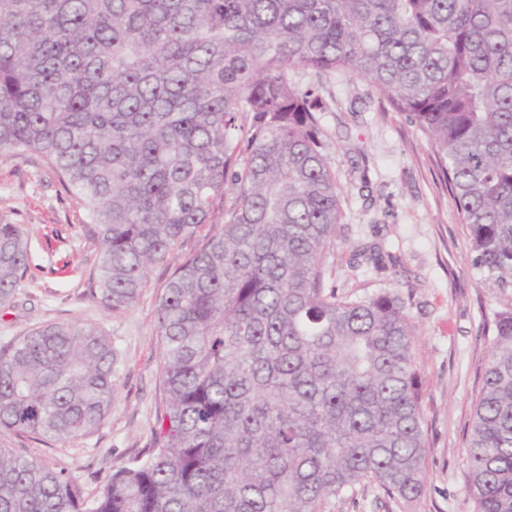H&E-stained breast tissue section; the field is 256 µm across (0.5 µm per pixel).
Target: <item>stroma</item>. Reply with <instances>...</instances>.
<instances>
[{"instance_id": "stroma-1", "label": "stroma", "mask_w": 512, "mask_h": 512, "mask_svg": "<svg viewBox=\"0 0 512 512\" xmlns=\"http://www.w3.org/2000/svg\"><path fill=\"white\" fill-rule=\"evenodd\" d=\"M315 86L327 164L341 189L343 219L327 259L330 284L358 297L396 294L414 327L426 486L407 502L377 485L329 497L325 512H474L467 492L473 407L492 338L485 319L512 305V290L482 285L470 236L461 224L436 157L411 118L395 111L365 80L334 77ZM81 201L33 153L0 158V216L22 225L30 267L15 304L0 307V348L49 323L97 325L112 341L116 392L112 412L95 433L49 444L0 431V448H23L94 493L113 469L146 456L165 393L155 310L173 270L196 247L188 239L155 265L138 300L106 312L92 296L99 242ZM374 246L371 261L355 248Z\"/></svg>"}]
</instances>
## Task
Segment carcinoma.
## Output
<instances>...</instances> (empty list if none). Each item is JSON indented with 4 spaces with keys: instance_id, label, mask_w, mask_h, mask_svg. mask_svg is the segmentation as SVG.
Returning a JSON list of instances; mask_svg holds the SVG:
<instances>
[{
    "instance_id": "cac0c4a2",
    "label": "carcinoma",
    "mask_w": 512,
    "mask_h": 512,
    "mask_svg": "<svg viewBox=\"0 0 512 512\" xmlns=\"http://www.w3.org/2000/svg\"><path fill=\"white\" fill-rule=\"evenodd\" d=\"M297 69L365 78L411 117L482 283L512 289V0H0V156L38 155L83 202L99 304L132 305L203 233L156 310L168 400L147 458L87 497L0 448V512H324L362 483L421 496L413 327L390 292L326 284L340 187ZM29 260L1 218V307ZM114 365L95 324L15 338L0 430L96 432ZM467 456L474 512H512V307L494 314Z\"/></svg>"
}]
</instances>
